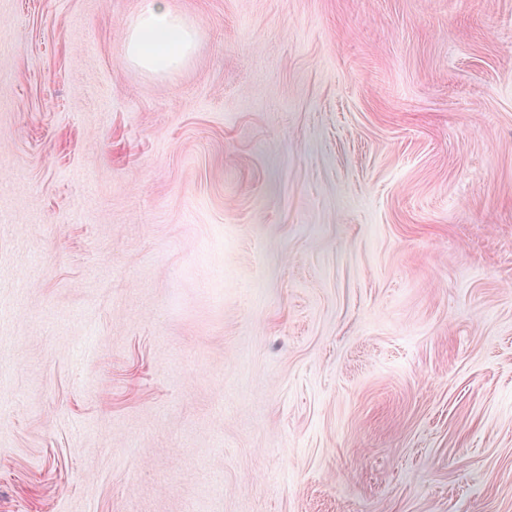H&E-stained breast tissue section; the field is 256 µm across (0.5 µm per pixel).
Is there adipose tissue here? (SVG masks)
I'll list each match as a JSON object with an SVG mask.
<instances>
[{"label": "adipose tissue", "mask_w": 512, "mask_h": 512, "mask_svg": "<svg viewBox=\"0 0 512 512\" xmlns=\"http://www.w3.org/2000/svg\"><path fill=\"white\" fill-rule=\"evenodd\" d=\"M195 38L194 29L169 10L166 0H147L126 33L124 50L131 62L145 70L169 72L185 61Z\"/></svg>", "instance_id": "adipose-tissue-1"}]
</instances>
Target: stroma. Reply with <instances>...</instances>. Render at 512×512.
Instances as JSON below:
<instances>
[{
	"mask_svg": "<svg viewBox=\"0 0 512 512\" xmlns=\"http://www.w3.org/2000/svg\"><path fill=\"white\" fill-rule=\"evenodd\" d=\"M0 0V512H512V0ZM195 38L194 29L169 10L166 0H148L126 33L124 50L145 70L169 72L185 61Z\"/></svg>",
	"mask_w": 512,
	"mask_h": 512,
	"instance_id": "obj_1",
	"label": "stroma"
}]
</instances>
